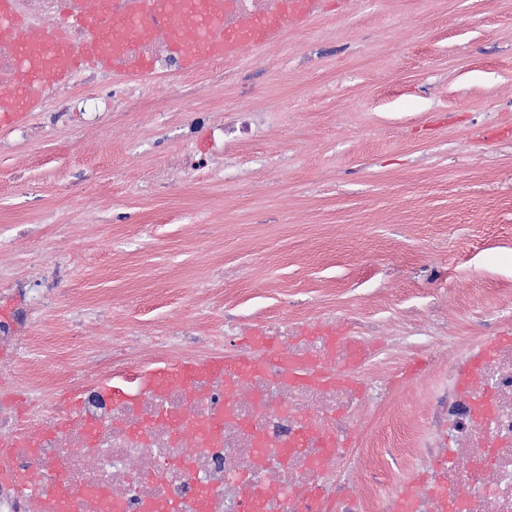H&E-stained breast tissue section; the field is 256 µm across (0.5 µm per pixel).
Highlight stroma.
Instances as JSON below:
<instances>
[{
	"instance_id": "35a3bbf8",
	"label": "stroma",
	"mask_w": 512,
	"mask_h": 512,
	"mask_svg": "<svg viewBox=\"0 0 512 512\" xmlns=\"http://www.w3.org/2000/svg\"><path fill=\"white\" fill-rule=\"evenodd\" d=\"M188 79L194 106L138 86L93 132L75 109L64 127L33 113L0 156V231L70 227L59 304L10 362L68 404L78 369L171 361L157 337L238 350L284 318L371 322L366 372L395 399L360 411L352 456L403 492L449 363L512 337V0H322L308 25ZM245 95L268 134L227 143ZM32 247L0 245V323Z\"/></svg>"
}]
</instances>
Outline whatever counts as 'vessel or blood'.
Returning a JSON list of instances; mask_svg holds the SVG:
<instances>
[{
    "instance_id": "1",
    "label": "vessel or blood",
    "mask_w": 512,
    "mask_h": 512,
    "mask_svg": "<svg viewBox=\"0 0 512 512\" xmlns=\"http://www.w3.org/2000/svg\"><path fill=\"white\" fill-rule=\"evenodd\" d=\"M319 0H278L273 12L251 16L236 26L224 25L209 0L187 7L183 0H140L137 17L119 10L118 0H91L87 11L70 19L89 29L93 37L80 50H73L65 29L34 38L18 14L15 0H0V40L9 41L18 61L13 86L0 96V130L24 123L41 107L46 89L72 81L86 67L111 58L115 73L150 75L154 65L144 56L127 67L130 37L148 38L159 27L166 28L169 48L182 72L194 73L223 60L234 59L245 46L276 42L288 23H308L317 13ZM198 372L191 363L164 364L147 371L149 386L162 388L176 381L187 382Z\"/></svg>"
}]
</instances>
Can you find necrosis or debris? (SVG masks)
Instances as JSON below:
<instances>
[{
  "mask_svg": "<svg viewBox=\"0 0 512 512\" xmlns=\"http://www.w3.org/2000/svg\"><path fill=\"white\" fill-rule=\"evenodd\" d=\"M16 8L45 32L86 0H16ZM374 330L332 326L298 342L287 323L272 326L296 372L348 370L337 383H297L255 353L252 372L204 373L156 392L124 370L128 398L117 404L100 381L80 376L79 411L64 421L44 392L24 422L0 403L6 462L37 488L21 497L0 481V512H108L113 503L120 512H394L382 478L346 490L357 472L343 460L349 413L363 399L380 407L391 398L387 384L353 365ZM443 388L448 403L428 415L419 456H436L431 436L447 427L452 460L437 491H415L414 512H512V343L458 354ZM178 422L187 437L174 435Z\"/></svg>",
  "mask_w": 512,
  "mask_h": 512,
  "instance_id": "necrosis-or-debris-1",
  "label": "necrosis or debris"
}]
</instances>
